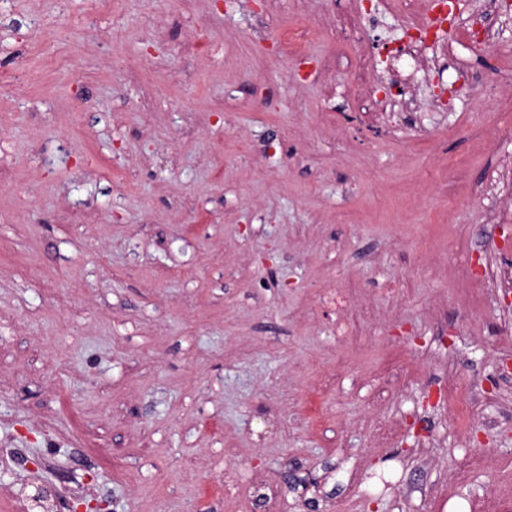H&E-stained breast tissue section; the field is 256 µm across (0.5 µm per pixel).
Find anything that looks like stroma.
<instances>
[{
  "mask_svg": "<svg viewBox=\"0 0 512 512\" xmlns=\"http://www.w3.org/2000/svg\"><path fill=\"white\" fill-rule=\"evenodd\" d=\"M340 17L334 0H0V71L31 77L0 86V444L27 459L0 466V512L40 489L85 512H255L256 473L280 512L512 491V311L461 284L498 261L482 219L512 139L487 134L512 126V90L359 147L336 129L360 76ZM307 23L321 78L276 39ZM490 26L484 51L448 32L459 65H499L512 17ZM391 364L401 380L379 387ZM441 364L479 417L431 398ZM463 435L493 476L454 484Z\"/></svg>",
  "mask_w": 512,
  "mask_h": 512,
  "instance_id": "1",
  "label": "stroma"
}]
</instances>
